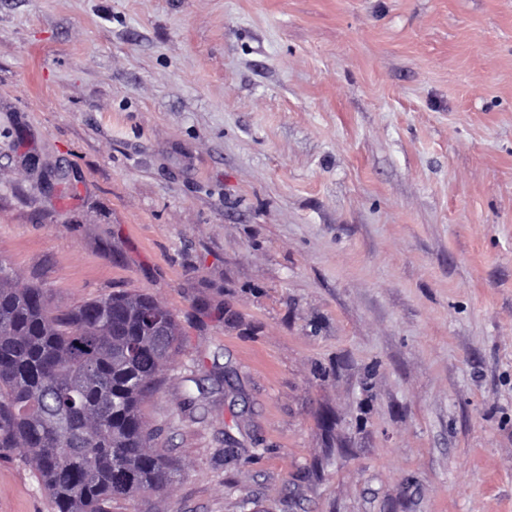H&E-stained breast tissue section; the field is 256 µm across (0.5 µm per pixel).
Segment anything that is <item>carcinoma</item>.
Here are the masks:
<instances>
[{"label":"carcinoma","mask_w":512,"mask_h":512,"mask_svg":"<svg viewBox=\"0 0 512 512\" xmlns=\"http://www.w3.org/2000/svg\"><path fill=\"white\" fill-rule=\"evenodd\" d=\"M181 336L148 293L59 310L0 264V449L22 450L56 512H108L174 482L141 404Z\"/></svg>","instance_id":"1"}]
</instances>
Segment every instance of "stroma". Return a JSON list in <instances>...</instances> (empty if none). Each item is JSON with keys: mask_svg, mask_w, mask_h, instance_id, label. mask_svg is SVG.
Listing matches in <instances>:
<instances>
[{"mask_svg": "<svg viewBox=\"0 0 512 512\" xmlns=\"http://www.w3.org/2000/svg\"><path fill=\"white\" fill-rule=\"evenodd\" d=\"M0 262L182 326L111 512H512V0H0Z\"/></svg>", "mask_w": 512, "mask_h": 512, "instance_id": "stroma-1", "label": "stroma"}]
</instances>
